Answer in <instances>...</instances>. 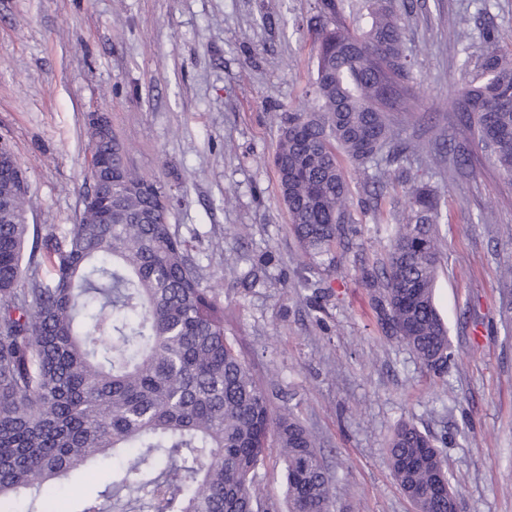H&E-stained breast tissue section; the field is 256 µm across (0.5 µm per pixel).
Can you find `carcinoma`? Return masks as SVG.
Instances as JSON below:
<instances>
[{
  "label": "carcinoma",
  "instance_id": "obj_1",
  "mask_svg": "<svg viewBox=\"0 0 512 512\" xmlns=\"http://www.w3.org/2000/svg\"><path fill=\"white\" fill-rule=\"evenodd\" d=\"M318 43L306 102L282 115L275 155L289 232L309 257L317 288L358 247L352 187L339 155L372 166L376 188L360 199L376 217L398 172L401 208L385 256L361 266L376 292L382 331L442 377L448 327L434 304L439 264L438 187L399 166L441 155L404 138L416 110L405 18L414 0H315ZM471 18L455 22L459 69L471 75L453 102L456 134L512 185V52L490 27L473 51ZM95 205L58 235L28 224L29 189L12 149L0 144V512H38L75 472L125 459L75 512H331L335 476L290 410L272 415L266 388L225 326L224 303L169 224L173 196L138 172L112 130L90 132ZM397 170H392V166ZM284 463L279 503L260 489L270 444ZM386 463L416 512H448L438 440L402 421Z\"/></svg>",
  "mask_w": 512,
  "mask_h": 512
}]
</instances>
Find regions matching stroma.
<instances>
[{
    "instance_id": "1",
    "label": "stroma",
    "mask_w": 512,
    "mask_h": 512,
    "mask_svg": "<svg viewBox=\"0 0 512 512\" xmlns=\"http://www.w3.org/2000/svg\"><path fill=\"white\" fill-rule=\"evenodd\" d=\"M315 0H0V143L30 185L29 223L63 231L89 190L87 117L106 113L131 161L175 197L169 221L188 240L227 308V328L272 412L292 409L338 480L333 512H415L385 461L403 420L443 439L459 512H512V188L482 164L477 144L448 178L429 165L447 202L435 303L452 353L444 378L382 332L358 270L385 255L395 221L376 222L352 173L357 252L314 294L287 231L273 165L279 117L298 105L315 67L308 21ZM407 21L414 86L422 94L403 137L452 132L463 78L452 20L493 24L512 50V0H414ZM232 202H225V194ZM112 459L62 487L96 494Z\"/></svg>"
}]
</instances>
